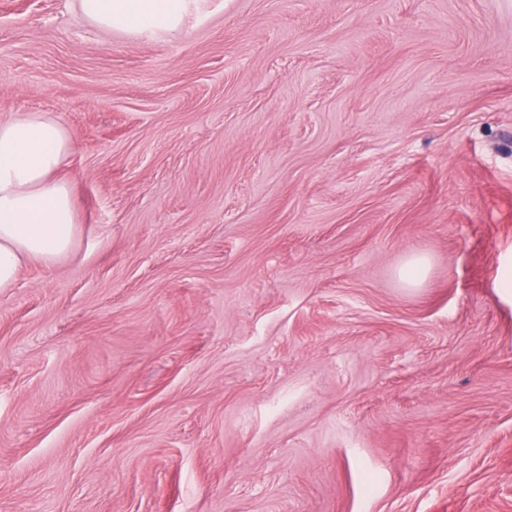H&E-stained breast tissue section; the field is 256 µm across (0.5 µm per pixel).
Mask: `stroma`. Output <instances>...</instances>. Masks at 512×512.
Listing matches in <instances>:
<instances>
[{
  "label": "stroma",
  "mask_w": 512,
  "mask_h": 512,
  "mask_svg": "<svg viewBox=\"0 0 512 512\" xmlns=\"http://www.w3.org/2000/svg\"><path fill=\"white\" fill-rule=\"evenodd\" d=\"M34 113L77 233L0 293V512H512V0H0ZM87 19L108 32L153 35L176 31L189 0H74Z\"/></svg>",
  "instance_id": "stroma-1"
}]
</instances>
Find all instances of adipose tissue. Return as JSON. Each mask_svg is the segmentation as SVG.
Wrapping results in <instances>:
<instances>
[{
  "mask_svg": "<svg viewBox=\"0 0 512 512\" xmlns=\"http://www.w3.org/2000/svg\"><path fill=\"white\" fill-rule=\"evenodd\" d=\"M98 27L129 35L177 30L189 0H75ZM73 140L56 119L0 121V293L31 261L54 265L75 243L74 204L59 172Z\"/></svg>",
  "mask_w": 512,
  "mask_h": 512,
  "instance_id": "adipose-tissue-1",
  "label": "adipose tissue"
}]
</instances>
